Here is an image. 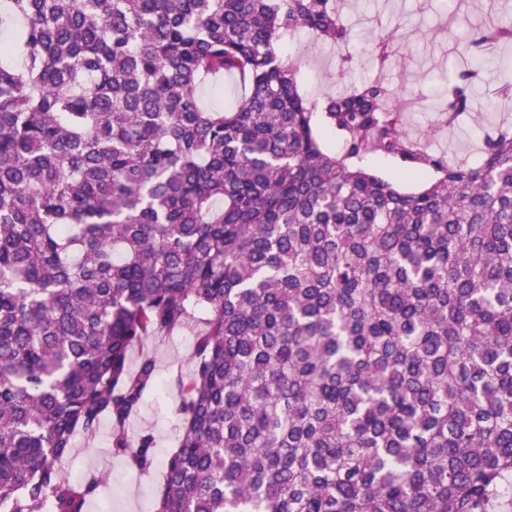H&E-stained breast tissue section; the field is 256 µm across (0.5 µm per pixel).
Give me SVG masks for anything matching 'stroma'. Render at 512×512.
<instances>
[{
    "label": "stroma",
    "instance_id": "obj_1",
    "mask_svg": "<svg viewBox=\"0 0 512 512\" xmlns=\"http://www.w3.org/2000/svg\"><path fill=\"white\" fill-rule=\"evenodd\" d=\"M342 19L352 29L349 51L352 67L346 79L335 77L338 49L321 46L304 39L293 47L301 59L304 88L313 103L340 94L351 82L370 80L378 73L370 53L374 36L401 23L411 37L403 58L393 59L384 74L397 98L416 96L420 111L409 112L406 121L410 134L421 137L434 127L439 114L434 108L449 66L463 63L461 18L478 23L484 19L512 17V0H456L453 8H441L438 0H341ZM512 125V106L501 102L488 114H476L450 133L435 137L431 147L455 159L477 161L481 139L490 127ZM202 329L192 322L168 336L148 339L143 347L134 348L131 366H138L142 353L155 361L157 388L144 397L138 415L128 424L130 440L144 433L155 442L152 468L139 473L126 457L112 449V424L102 421L92 437L77 436L71 457L62 467L63 474L75 481L92 474H102L106 483L99 496L89 502L87 512H153L161 491L162 463L176 450L183 426L177 381L193 371L196 335Z\"/></svg>",
    "mask_w": 512,
    "mask_h": 512
}]
</instances>
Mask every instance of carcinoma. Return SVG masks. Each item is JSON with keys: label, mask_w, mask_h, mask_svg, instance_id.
Segmentation results:
<instances>
[{"label": "carcinoma", "mask_w": 512, "mask_h": 512, "mask_svg": "<svg viewBox=\"0 0 512 512\" xmlns=\"http://www.w3.org/2000/svg\"><path fill=\"white\" fill-rule=\"evenodd\" d=\"M334 0H0V512H85L60 463L157 384L145 339L202 320L154 512H499L512 494V128L476 164L409 134L381 78L322 106L292 33ZM407 35L375 37L380 70ZM437 111L512 43L469 26ZM233 76L234 107L197 89ZM512 99L498 84L488 105ZM341 141L339 151L325 139ZM375 156L416 177L410 191ZM370 167L375 170L379 175L395 181L397 185L407 189L413 190L424 186L428 183L432 176L428 173L420 179H410L404 175L402 165L389 158H373L369 162Z\"/></svg>", "instance_id": "obj_1"}]
</instances>
